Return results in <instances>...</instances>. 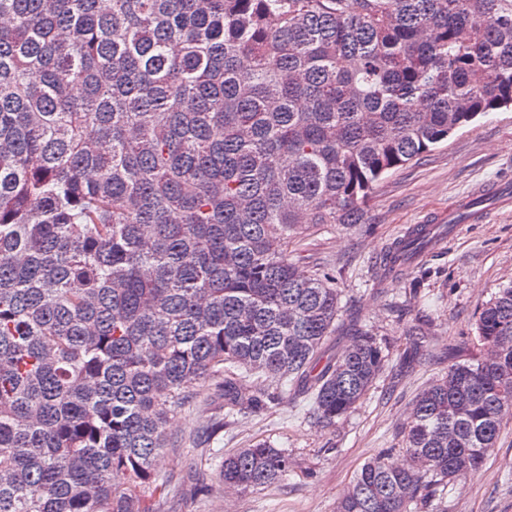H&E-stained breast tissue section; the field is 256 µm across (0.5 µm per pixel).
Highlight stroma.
I'll list each match as a JSON object with an SVG mask.
<instances>
[{
  "label": "stroma",
  "mask_w": 512,
  "mask_h": 512,
  "mask_svg": "<svg viewBox=\"0 0 512 512\" xmlns=\"http://www.w3.org/2000/svg\"><path fill=\"white\" fill-rule=\"evenodd\" d=\"M512 179V112H493L458 131L416 162L389 173L370 198L361 223L322 224L288 247L299 269L330 270L345 318L366 324L392 348V360L348 417L313 423L306 403L275 400L240 414L213 433L203 428L222 400L216 391L188 398L171 421L158 480L164 495L143 489L151 512H336L338 496L370 457L397 447L417 395L471 357L478 309L512 282V210L487 223L460 225L438 252L389 273L379 258L395 238L448 207L480 183ZM430 336L415 348L418 322ZM266 440L287 449L292 467L272 486L225 499L215 486L226 453ZM448 512H512V418L487 460L448 496Z\"/></svg>",
  "instance_id": "obj_1"
}]
</instances>
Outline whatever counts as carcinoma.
<instances>
[{
    "label": "carcinoma",
    "mask_w": 512,
    "mask_h": 512,
    "mask_svg": "<svg viewBox=\"0 0 512 512\" xmlns=\"http://www.w3.org/2000/svg\"><path fill=\"white\" fill-rule=\"evenodd\" d=\"M512 110V0H0V512H149L194 387L265 407L257 376L331 426L389 364L344 326L296 234L355 224L378 183ZM481 352L421 391L395 462L336 512H448L512 412V285ZM288 451L224 456L225 496Z\"/></svg>",
    "instance_id": "carcinoma-1"
}]
</instances>
